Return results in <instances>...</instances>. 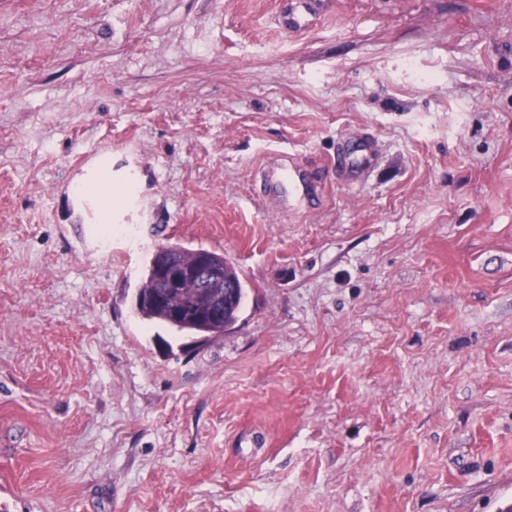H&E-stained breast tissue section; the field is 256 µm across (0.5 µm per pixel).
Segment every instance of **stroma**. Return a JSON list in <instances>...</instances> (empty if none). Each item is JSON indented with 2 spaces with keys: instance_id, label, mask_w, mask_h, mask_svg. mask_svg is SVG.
I'll return each instance as SVG.
<instances>
[{
  "instance_id": "35a3bbf8",
  "label": "stroma",
  "mask_w": 512,
  "mask_h": 512,
  "mask_svg": "<svg viewBox=\"0 0 512 512\" xmlns=\"http://www.w3.org/2000/svg\"><path fill=\"white\" fill-rule=\"evenodd\" d=\"M277 4L0 0V512L512 507V0ZM284 160L306 212L257 200ZM168 244L237 268L224 336L137 313ZM319 0H282V26L291 33L306 30L318 9ZM374 150V144L368 139L360 140L353 148L336 152V170L348 171L353 168V157H366ZM75 198H83L91 204L98 206L96 222L98 224H112V204L121 208L132 207L137 199L136 184L132 181L121 189H112V164L98 166L82 175L73 187Z\"/></svg>"
}]
</instances>
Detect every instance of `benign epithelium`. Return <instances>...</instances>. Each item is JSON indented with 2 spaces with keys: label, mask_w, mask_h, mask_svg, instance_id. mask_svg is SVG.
I'll return each instance as SVG.
<instances>
[{
  "label": "benign epithelium",
  "mask_w": 512,
  "mask_h": 512,
  "mask_svg": "<svg viewBox=\"0 0 512 512\" xmlns=\"http://www.w3.org/2000/svg\"><path fill=\"white\" fill-rule=\"evenodd\" d=\"M153 274L160 291L150 296L151 301H162L185 281L196 282L203 296L200 317L216 334L224 328V307L235 300L237 288L225 279L224 267L216 264L207 253H200L191 265L170 256L154 266Z\"/></svg>",
  "instance_id": "obj_1"
}]
</instances>
